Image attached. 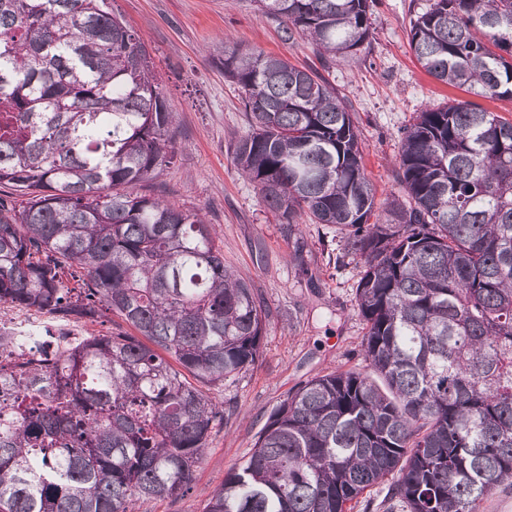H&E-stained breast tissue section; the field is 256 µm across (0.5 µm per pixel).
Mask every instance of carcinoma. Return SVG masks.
<instances>
[{
	"instance_id": "carcinoma-1",
	"label": "carcinoma",
	"mask_w": 512,
	"mask_h": 512,
	"mask_svg": "<svg viewBox=\"0 0 512 512\" xmlns=\"http://www.w3.org/2000/svg\"><path fill=\"white\" fill-rule=\"evenodd\" d=\"M322 68L370 36L368 0H254ZM410 47L436 81L512 99V0H433ZM249 132L234 163L283 228L342 234L372 375L301 384L203 512H481L512 487V122L469 100L420 112L399 195L375 214L354 115L326 78L233 48ZM173 113L109 0H0V304L65 321L105 308L135 331L23 354L0 329V512H131L192 488L216 392L271 320L200 210L132 187L174 158ZM84 287L63 280L65 268Z\"/></svg>"
}]
</instances>
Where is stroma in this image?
Wrapping results in <instances>:
<instances>
[{
    "label": "stroma",
    "instance_id": "1",
    "mask_svg": "<svg viewBox=\"0 0 512 512\" xmlns=\"http://www.w3.org/2000/svg\"><path fill=\"white\" fill-rule=\"evenodd\" d=\"M431 3L369 0L368 44L324 73L356 115L363 163L380 203L396 188L403 129L418 112L466 97L430 77L410 50L409 21ZM111 6L144 43L176 115L172 164L137 184L136 192L202 209L218 233L225 264L251 282L272 312L258 362L218 394L232 414L213 430L191 491L148 506L149 512H203L287 394L316 376L367 372L360 351L365 324L354 307L363 261L355 257L337 269L341 235L335 226L282 231L230 153L248 123L239 87L217 64L225 47L257 49L316 69L314 46L301 37L283 40L280 22L258 12L253 0H111Z\"/></svg>",
    "mask_w": 512,
    "mask_h": 512
}]
</instances>
